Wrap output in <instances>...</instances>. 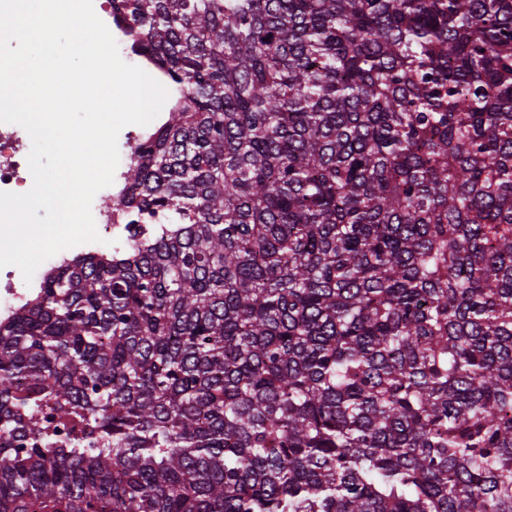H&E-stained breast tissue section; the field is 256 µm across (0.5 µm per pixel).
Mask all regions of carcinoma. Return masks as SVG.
Here are the masks:
<instances>
[{
  "mask_svg": "<svg viewBox=\"0 0 512 512\" xmlns=\"http://www.w3.org/2000/svg\"><path fill=\"white\" fill-rule=\"evenodd\" d=\"M109 3L175 103L0 322V512H512V0ZM122 167L117 166L112 185L101 189L95 195L92 202V215L95 224L105 232L110 241H112V212L105 206V200L112 197V192L121 185V179L123 178Z\"/></svg>",
  "mask_w": 512,
  "mask_h": 512,
  "instance_id": "cac0c4a2",
  "label": "carcinoma"
}]
</instances>
